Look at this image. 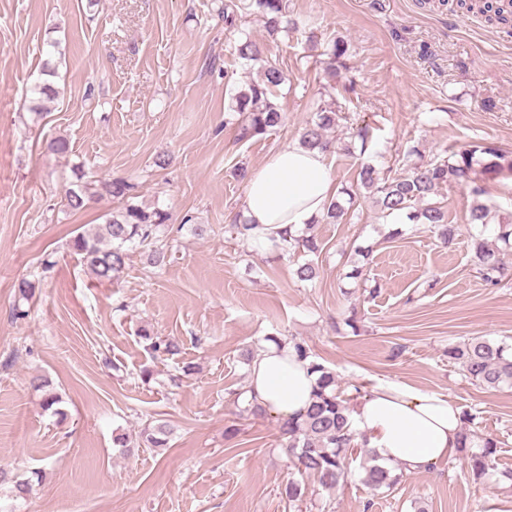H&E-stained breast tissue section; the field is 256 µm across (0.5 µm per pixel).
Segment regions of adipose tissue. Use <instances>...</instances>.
I'll use <instances>...</instances> for the list:
<instances>
[{
	"mask_svg": "<svg viewBox=\"0 0 512 512\" xmlns=\"http://www.w3.org/2000/svg\"><path fill=\"white\" fill-rule=\"evenodd\" d=\"M335 194L324 153L295 144L278 148L253 172L244 194L242 213L255 227L253 244L263 250L285 228L303 229ZM315 382L291 342L271 343L251 364L247 395L275 417L298 418L311 403ZM351 420L361 447L413 471L455 456L459 446L460 409L438 392L376 385L358 398Z\"/></svg>",
	"mask_w": 512,
	"mask_h": 512,
	"instance_id": "adipose-tissue-1",
	"label": "adipose tissue"
}]
</instances>
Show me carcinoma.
<instances>
[{
  "instance_id": "obj_1",
  "label": "carcinoma",
  "mask_w": 512,
  "mask_h": 512,
  "mask_svg": "<svg viewBox=\"0 0 512 512\" xmlns=\"http://www.w3.org/2000/svg\"><path fill=\"white\" fill-rule=\"evenodd\" d=\"M247 7L255 8L271 31H286L290 24L286 0H249ZM239 57L258 60L260 46L247 38L237 46ZM285 81L283 71L272 64L264 68L260 81L233 98L231 106L237 121L238 140L249 141L281 125L282 112L269 100L274 89ZM38 97L31 100L28 110L32 121L43 118V102L55 99L58 88L45 80L34 88ZM337 113L322 109L316 120L304 128L300 141L309 150L331 153L336 142L325 132L336 125ZM351 139L358 143L360 153H366L374 142L373 128L369 125L353 129ZM490 173L512 175V157L498 146L486 142L470 145L460 150L448 151V156L433 163L413 164L396 176L381 173L374 165H361L357 176V188H364L378 195L382 212L403 213L414 224H421L437 234L445 244H451L456 235L454 225L448 223L445 211L433 197L445 186L465 184L474 198L470 211V223L486 226L490 223V209L480 197L485 195L484 176ZM109 196L122 201L123 207L103 215V223L77 233L69 247L81 256L84 264L102 281L112 283L119 280L128 260L126 247L148 246L157 240L158 234L169 227L170 213L158 206L147 207L135 202L139 197V185L125 179L98 180L86 173L81 165L72 166V179L65 185L64 206L69 211H81L89 203ZM281 244L282 253L290 252L303 258L296 262L294 275L300 282H309L318 275L313 257L319 255L324 244L316 236L285 231ZM472 259L477 273L486 285L495 287L505 276V267L500 258L501 251L512 250V224H500L495 243L485 241L482 235L472 236ZM37 283L22 279L18 283V300L15 316L24 319L28 311L22 305L33 299ZM145 350L150 354L173 357L181 353V345L175 338L154 335L147 328L138 332ZM293 346L298 356L309 361L310 372L317 375L315 394L301 419L277 421L280 437L285 440L290 467L301 476H312L325 490H334L350 474L349 450L353 447L357 433L350 419L354 410L351 399L345 397L336 381L335 374L317 362L309 348L295 341ZM450 362L460 366L464 376L472 383L487 388H512V348L505 343H496L481 336L472 337L448 348ZM31 386L43 392L42 405L54 409L62 417L64 412L56 407L59 396L48 390V381L34 377ZM480 419L479 411L462 412L459 455L468 461L473 475L481 479L493 469V460L498 452V441L484 440L482 449L474 453L469 449L473 441V427ZM170 430L166 423L147 425L141 434L142 442L151 448H164L168 444ZM405 466L380 465L371 451L366 450L358 465L360 481L370 489H391L400 479ZM288 509L302 512L305 491L297 480L288 481L285 489Z\"/></svg>"
}]
</instances>
